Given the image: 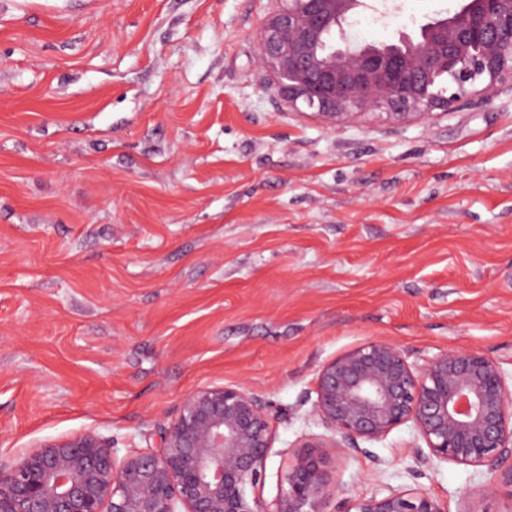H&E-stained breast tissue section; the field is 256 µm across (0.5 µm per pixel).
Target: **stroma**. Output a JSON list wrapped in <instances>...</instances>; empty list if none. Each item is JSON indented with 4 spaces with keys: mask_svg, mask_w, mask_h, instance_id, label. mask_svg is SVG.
<instances>
[{
    "mask_svg": "<svg viewBox=\"0 0 512 512\" xmlns=\"http://www.w3.org/2000/svg\"><path fill=\"white\" fill-rule=\"evenodd\" d=\"M391 42L461 0H367ZM276 0H0V460L94 432L157 448L197 389L272 405L249 489L277 512L319 367L371 340L512 373V87L331 125L257 60ZM411 425L324 449L352 496L512 512L488 467L418 465Z\"/></svg>",
    "mask_w": 512,
    "mask_h": 512,
    "instance_id": "stroma-1",
    "label": "stroma"
}]
</instances>
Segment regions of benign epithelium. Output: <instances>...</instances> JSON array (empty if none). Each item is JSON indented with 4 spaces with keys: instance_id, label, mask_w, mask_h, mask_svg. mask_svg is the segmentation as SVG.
Returning a JSON list of instances; mask_svg holds the SVG:
<instances>
[{
    "instance_id": "1",
    "label": "benign epithelium",
    "mask_w": 512,
    "mask_h": 512,
    "mask_svg": "<svg viewBox=\"0 0 512 512\" xmlns=\"http://www.w3.org/2000/svg\"><path fill=\"white\" fill-rule=\"evenodd\" d=\"M263 24L259 60L288 105L331 124L352 118L400 121L448 114L468 95L512 85V0H465L389 43H365L345 29L364 0H278ZM313 414L333 436L306 448L345 454L358 439L378 441L411 424L428 452L414 459L487 465L512 488V384L475 352L451 350L414 365L395 345L367 342L324 363ZM160 448L122 460L91 433L49 440L0 462V512H263L255 486L272 447L270 404L246 386L190 393L165 427ZM340 512H447L423 490L358 497L317 458L288 474L277 512H324L329 491Z\"/></svg>"
}]
</instances>
